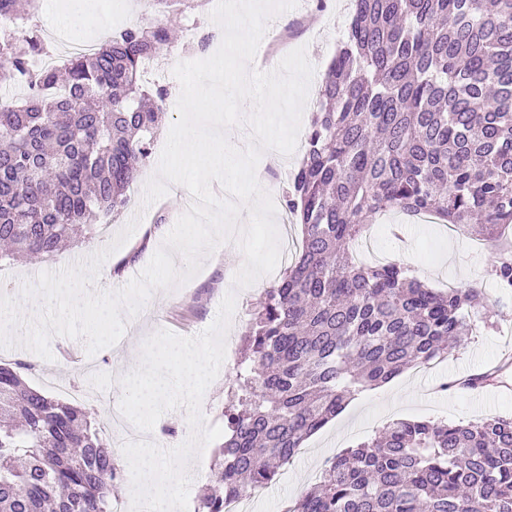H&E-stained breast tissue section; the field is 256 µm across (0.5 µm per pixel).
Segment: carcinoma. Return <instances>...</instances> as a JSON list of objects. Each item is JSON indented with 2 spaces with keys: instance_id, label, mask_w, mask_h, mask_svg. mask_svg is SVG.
Listing matches in <instances>:
<instances>
[{
  "instance_id": "1",
  "label": "carcinoma",
  "mask_w": 512,
  "mask_h": 512,
  "mask_svg": "<svg viewBox=\"0 0 512 512\" xmlns=\"http://www.w3.org/2000/svg\"><path fill=\"white\" fill-rule=\"evenodd\" d=\"M170 11L203 0H153ZM0 0V243L54 256L81 224H110L150 155L167 89L143 65L165 26L37 70L34 14ZM302 245L254 307L239 402L224 408L214 485L195 512L262 488L349 399L472 334L475 288L437 290L403 262L353 255L373 217L429 212L497 239L512 225V0H353L284 195ZM491 273L512 293V249ZM0 364V512H111L117 476L87 408ZM501 366L454 382L480 389ZM289 512H512V416L466 424L396 421L329 460Z\"/></svg>"
}]
</instances>
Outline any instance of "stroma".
Segmentation results:
<instances>
[{
    "label": "stroma",
    "instance_id": "1",
    "mask_svg": "<svg viewBox=\"0 0 512 512\" xmlns=\"http://www.w3.org/2000/svg\"><path fill=\"white\" fill-rule=\"evenodd\" d=\"M112 0H96L93 18L71 38L77 45L95 41L99 29L109 31L130 26L165 25L175 30L177 38L169 52L160 57L157 68L145 72L147 84L166 86L168 95L162 103L166 114L165 127L158 133L150 158L131 185L130 203L111 223L95 226L91 233L56 256L42 262L15 260L0 271V287L20 288L43 271H57L91 255L94 248L107 246L132 218L140 223L130 239L102 265L97 286L113 291L125 286L147 266L162 240L187 209L190 194L181 185H170L165 197L152 205H144L147 181L156 173L161 151L167 139V129L177 120L176 103L180 84L173 76L174 66L181 61L201 58L197 45L187 38L188 26L200 33L216 31L210 19L211 6H203L173 18L157 12L151 0H130V10L120 18L110 12ZM347 0H298L296 7L277 15V25L265 44L259 45L251 64L252 69L268 71L280 63V56H269L267 46L280 36H287L289 49L305 48L315 72L309 100H316V86L328 68L343 36L345 27L338 17L348 16ZM301 151L277 158L261 157L256 176L264 190L273 198L277 212H284L283 193L298 165ZM281 240L288 247L282 252L278 271L262 276L253 285L237 290L233 278L237 271L238 246L227 241L205 257L200 271L184 285L155 291L133 317H126L125 331L112 347L87 355L80 339L53 337L50 348L53 361L43 362L35 353L17 347L12 352L0 351L4 363L25 362L30 366L24 374L30 385L40 386L35 371L38 364L63 381L64 397L86 406L99 424H106L113 408L122 396L120 378L129 368L121 364L120 356L130 350H141L144 341L159 330L177 335H198L216 318L219 305L228 291L236 293V310L226 334L227 356L217 378L207 388L201 403V413L209 425H223L224 409L234 403V381L245 356V334L249 326V311L265 288L280 277L301 244L299 226L280 228ZM370 246L360 249V260L371 263L401 260L411 265L420 280L433 288L472 286L481 289L484 302H498V312L488 322L478 323L465 344L449 352L433 366L429 374L410 368L390 382L369 389L348 402L344 410L320 431L308 438L290 464L280 468L275 480L259 498L255 512H287L289 506L308 488L318 482L326 461L342 450L374 438L388 424L398 420L476 421L482 418L512 416V369L506 374L505 385L469 391L454 387V380L479 373L498 365L503 358H512V295L504 296L489 273L498 246L478 240L469 234L450 230L445 225L419 223L401 213H390L374 220L368 235ZM450 382V389L439 391L438 382Z\"/></svg>",
    "mask_w": 512,
    "mask_h": 512
}]
</instances>
